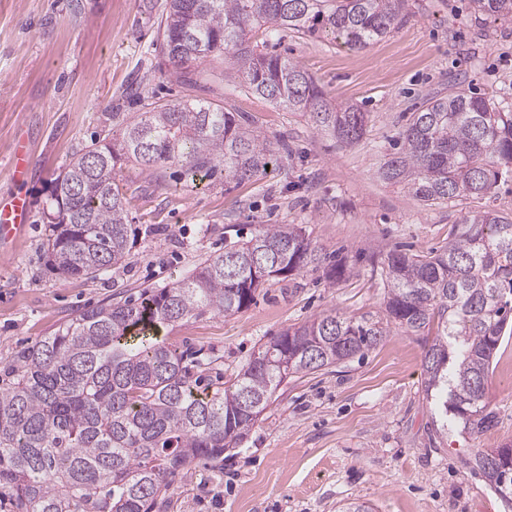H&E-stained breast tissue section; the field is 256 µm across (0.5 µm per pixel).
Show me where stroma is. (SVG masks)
Here are the masks:
<instances>
[{
    "mask_svg": "<svg viewBox=\"0 0 512 512\" xmlns=\"http://www.w3.org/2000/svg\"><path fill=\"white\" fill-rule=\"evenodd\" d=\"M164 0H0V196L24 192L31 220L0 244V379L15 354L82 310L182 279L226 240L259 224H298L348 274L307 271L260 293L230 317L206 315L169 340L216 358L213 382L235 376L254 350L292 325L328 312L382 313L386 288L369 260L381 250L415 253L447 244L478 211L512 213V178L491 194L426 206L381 181L377 170L425 99L465 87L512 112V24L475 16L469 0H407L383 40L352 50L326 35H279L276 50L301 64L332 102L366 112L361 142L347 147L301 113L245 92L232 58L181 73L164 64L156 20ZM139 83L130 103L126 88ZM204 99L243 117L289 151L242 183L216 175L176 188L171 167H116L136 243L122 265L95 278H64L46 263L42 207L51 183L91 138L120 130V112ZM32 147V177L16 182L19 136ZM421 337L392 329L374 349L336 366L289 377L243 442L223 460L193 464L155 512H339L351 501L375 512H504L468 460L512 442V340L493 365L488 402L495 427L444 431L422 388Z\"/></svg>",
    "mask_w": 512,
    "mask_h": 512,
    "instance_id": "obj_1",
    "label": "stroma"
}]
</instances>
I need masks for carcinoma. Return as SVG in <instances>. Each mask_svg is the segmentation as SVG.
Masks as SVG:
<instances>
[{
	"instance_id": "cac0c4a2",
	"label": "carcinoma",
	"mask_w": 512,
	"mask_h": 512,
	"mask_svg": "<svg viewBox=\"0 0 512 512\" xmlns=\"http://www.w3.org/2000/svg\"><path fill=\"white\" fill-rule=\"evenodd\" d=\"M405 0H166L162 52L177 70L230 54L242 86L346 146L357 145L366 113L334 105L298 62L264 52L282 30L327 32L364 48L404 19ZM474 13L512 24V0H471ZM380 177L425 205L491 193L512 166V112L460 90L427 102L400 133ZM285 149L207 101L136 112L119 136L75 154L54 180L42 222L52 270L95 279L125 262L132 225L114 171L123 159L180 167L182 186L217 173L251 181ZM346 267L318 249L298 224H260L191 274L140 297L80 312L17 355L0 382V487L15 512H155L191 463L224 459L240 444L292 374L340 364L375 347L391 327L434 337L424 356V392L442 427L483 434L495 425L488 380L512 335V215L476 213L455 225L440 250L382 252L370 272L388 288L384 314L335 312L294 325L260 346L228 386L195 375L197 352L169 342L189 319L235 315L273 280ZM472 470L508 508L512 460L478 452Z\"/></svg>"
}]
</instances>
